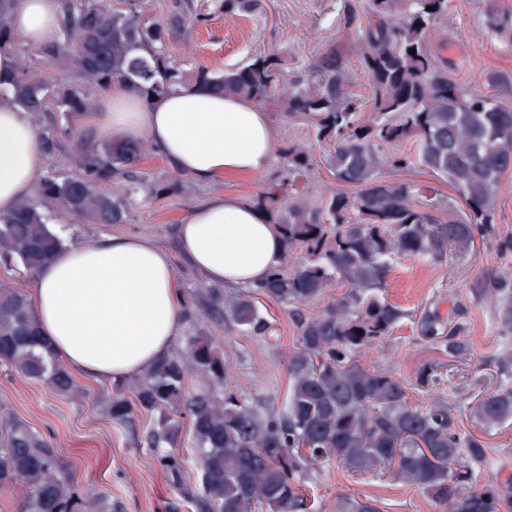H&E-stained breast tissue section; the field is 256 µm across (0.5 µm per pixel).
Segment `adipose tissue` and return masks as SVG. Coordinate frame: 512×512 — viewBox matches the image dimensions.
I'll list each match as a JSON object with an SVG mask.
<instances>
[{
	"label": "adipose tissue",
	"mask_w": 512,
	"mask_h": 512,
	"mask_svg": "<svg viewBox=\"0 0 512 512\" xmlns=\"http://www.w3.org/2000/svg\"><path fill=\"white\" fill-rule=\"evenodd\" d=\"M60 0H13L15 33L38 46L59 29ZM98 133L148 140L181 173L203 183L256 176L271 165L276 127L243 99L197 85L145 99L117 89L89 117ZM44 146L24 109L0 99V213L35 189ZM179 250L207 281L254 287L280 264L283 243L266 213L217 193L192 206L178 226ZM41 335L70 369L120 381L171 353L183 331L173 258L137 234L92 245L64 244L35 273L32 292Z\"/></svg>",
	"instance_id": "1"
}]
</instances>
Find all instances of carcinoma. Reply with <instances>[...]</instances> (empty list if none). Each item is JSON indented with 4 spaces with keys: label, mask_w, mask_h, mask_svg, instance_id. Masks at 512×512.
Returning a JSON list of instances; mask_svg holds the SVG:
<instances>
[{
    "label": "carcinoma",
    "mask_w": 512,
    "mask_h": 512,
    "mask_svg": "<svg viewBox=\"0 0 512 512\" xmlns=\"http://www.w3.org/2000/svg\"><path fill=\"white\" fill-rule=\"evenodd\" d=\"M0 0V50L13 49L10 6ZM69 0L66 43L84 77L78 87L53 90L41 73L20 66L11 82L13 100L41 112L55 100L72 117L90 110L88 90L136 88L145 97L183 86L181 63L165 50L161 24L142 19L137 0ZM256 0H224V13L243 15ZM433 10H427V7ZM449 0H343L342 22L355 39L366 91L346 57L332 48L311 70L290 76L273 54L213 73L200 69L193 83L257 106L277 101L304 124L314 150L292 140L278 148L281 166L269 190L258 196L284 241L281 266L245 294L206 290L210 314L256 336L270 332L252 296L294 308L300 336L288 359L291 388L286 409L244 407L224 388L228 368L214 340L187 337L183 353L161 359L141 375L131 396L121 389L108 402L113 422L126 425L136 412L156 416L147 439L153 448L174 445L187 422L197 448L200 488L192 494L199 512H310L298 476L336 459L353 471L382 465L429 495L441 512H499L512 501V481L474 484L472 464L485 458L484 441L460 432L439 398L409 403L408 384L359 361L362 350L392 335L404 317L379 295L394 256L441 260L448 248L468 250L476 237L493 233L503 177L512 171V108L497 101L501 76L487 89L461 81L448 56ZM489 30L512 41V13L491 0ZM151 145L115 137L102 149L82 153V176L42 178L39 194L98 224H122L142 186L135 170ZM416 168L448 185L451 195L428 184L390 181L386 171ZM326 170L336 185L316 183ZM111 180L112 193L99 191ZM59 244L43 214L28 201L0 214V255L34 272ZM344 282L349 291L333 296ZM512 328V284L487 289ZM323 302L307 317L300 306ZM0 365L69 395L75 382L40 335L30 297L0 283ZM196 372L209 386L187 393ZM473 414L491 429L512 419V387L485 390ZM0 486L28 488L22 512H110L100 501L80 498L61 471L55 449L24 423H0ZM174 483L181 458L159 454ZM336 512H377L368 502L343 498Z\"/></svg>",
    "instance_id": "1"
}]
</instances>
